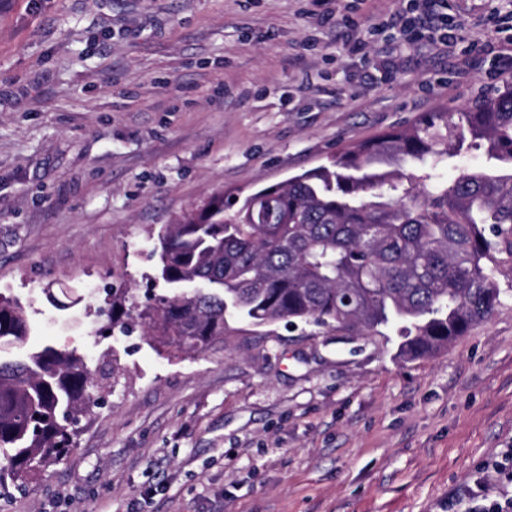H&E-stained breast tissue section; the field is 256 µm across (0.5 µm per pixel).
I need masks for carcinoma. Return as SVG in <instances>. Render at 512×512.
I'll return each instance as SVG.
<instances>
[{
	"mask_svg": "<svg viewBox=\"0 0 512 512\" xmlns=\"http://www.w3.org/2000/svg\"><path fill=\"white\" fill-rule=\"evenodd\" d=\"M472 152L482 165L450 182L438 173ZM154 253L165 291L127 308L128 289H112L98 335L139 327L153 347L187 355L224 341L231 321L286 320L393 329L399 357L432 356L500 303L497 255L512 258V81L241 202L218 193L164 225ZM31 332L24 307L0 297V346ZM98 371L55 345L0 359V494L73 448L80 417L100 401Z\"/></svg>",
	"mask_w": 512,
	"mask_h": 512,
	"instance_id": "carcinoma-1",
	"label": "carcinoma"
}]
</instances>
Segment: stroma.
Returning <instances> with one entry per match:
<instances>
[{
    "instance_id": "obj_1",
    "label": "stroma",
    "mask_w": 512,
    "mask_h": 512,
    "mask_svg": "<svg viewBox=\"0 0 512 512\" xmlns=\"http://www.w3.org/2000/svg\"><path fill=\"white\" fill-rule=\"evenodd\" d=\"M393 4L0 0V296L31 344L115 367L74 448L0 512H467L494 482L512 448L507 255L495 312L424 359L390 331L303 323L236 322L178 358L96 334L109 288L152 287L161 225L493 87V58L467 53L512 50V26L487 23L512 0H448L450 55L371 32ZM351 35L397 72L370 82Z\"/></svg>"
}]
</instances>
